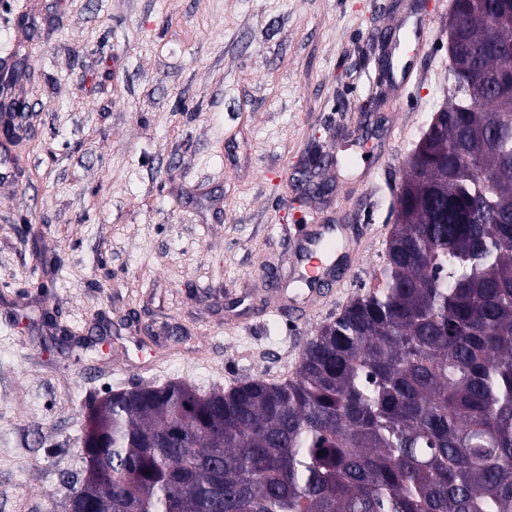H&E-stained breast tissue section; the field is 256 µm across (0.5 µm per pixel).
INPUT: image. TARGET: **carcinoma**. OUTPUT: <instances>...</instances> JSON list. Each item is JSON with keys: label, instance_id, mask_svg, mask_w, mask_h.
Segmentation results:
<instances>
[{"label": "carcinoma", "instance_id": "cac0c4a2", "mask_svg": "<svg viewBox=\"0 0 512 512\" xmlns=\"http://www.w3.org/2000/svg\"><path fill=\"white\" fill-rule=\"evenodd\" d=\"M457 8L502 22L457 32L375 289L289 379L89 401L84 512H512V0Z\"/></svg>", "mask_w": 512, "mask_h": 512}]
</instances>
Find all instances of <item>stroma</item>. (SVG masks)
<instances>
[{
	"instance_id": "1",
	"label": "stroma",
	"mask_w": 512,
	"mask_h": 512,
	"mask_svg": "<svg viewBox=\"0 0 512 512\" xmlns=\"http://www.w3.org/2000/svg\"><path fill=\"white\" fill-rule=\"evenodd\" d=\"M450 3L0 0V84L29 104L0 145V512H65L89 400L279 380L374 289ZM324 224L364 265L309 320L263 309L300 300Z\"/></svg>"
}]
</instances>
